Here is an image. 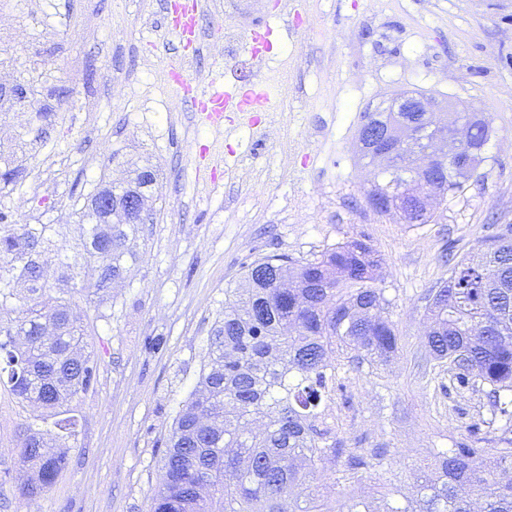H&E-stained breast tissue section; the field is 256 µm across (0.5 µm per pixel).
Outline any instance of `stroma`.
<instances>
[{
    "instance_id": "1",
    "label": "stroma",
    "mask_w": 512,
    "mask_h": 512,
    "mask_svg": "<svg viewBox=\"0 0 512 512\" xmlns=\"http://www.w3.org/2000/svg\"><path fill=\"white\" fill-rule=\"evenodd\" d=\"M276 0H206L200 55L168 34L163 0H0V88L21 84L30 104L0 98V232L48 224L46 298L69 299L97 360L93 389L70 407L81 428L43 498L20 491V449L41 411L0 391V512H148L172 420L209 362L224 291L242 266L285 253L296 260L366 235L383 260L384 293L401 349L346 382L332 412L350 448L380 447L388 468L345 486L308 482L328 500L403 503L434 453L482 442L466 430L483 395L443 393L425 348L427 294L453 262L512 224V0H304L284 20ZM284 27L264 61L280 76L277 114L264 129L199 125L164 73L234 89L257 78L246 34ZM434 93L442 105L488 118L483 162L429 224L379 213L367 192L379 164L357 151L363 113L391 93ZM156 175L153 221L127 242V271L88 299L65 266L84 252L75 202Z\"/></svg>"
}]
</instances>
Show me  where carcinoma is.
Returning a JSON list of instances; mask_svg holds the SVG:
<instances>
[{
    "instance_id": "1",
    "label": "carcinoma",
    "mask_w": 512,
    "mask_h": 512,
    "mask_svg": "<svg viewBox=\"0 0 512 512\" xmlns=\"http://www.w3.org/2000/svg\"><path fill=\"white\" fill-rule=\"evenodd\" d=\"M417 137L402 138L410 120ZM364 120L383 137H358L363 155L393 150L418 156L448 128L427 113L385 108ZM489 126L472 119L455 142L457 169L447 157L412 168V175L383 169L385 181L368 193L402 220L414 221L412 188L441 201L461 187L482 160ZM49 224H24L0 236L5 287L28 293L26 308L4 304L0 290V386L53 419L25 439L21 458L33 474L21 483L28 501L43 497L65 466L63 437L76 434L67 403L87 393L97 363L81 346L85 329L64 300L45 310L41 248ZM129 225L93 224L76 275L92 287L123 271ZM382 258L368 237L338 243L305 262L272 254L244 264V287L224 300L214 328L209 370L174 418L163 454L164 479L150 512H336L327 500L302 494L309 477L328 476L326 464L344 460L354 476L368 467L346 448L329 422L338 372L386 363L399 353V336L385 314ZM426 337L433 360L448 365L456 390L483 393L489 412L468 425L472 436H490L495 448L460 443L439 451L419 476L405 506L386 512H512V224L463 256L448 281L428 294Z\"/></svg>"
}]
</instances>
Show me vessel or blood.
Listing matches in <instances>:
<instances>
[{
  "label": "vessel or blood",
  "instance_id": "obj_1",
  "mask_svg": "<svg viewBox=\"0 0 512 512\" xmlns=\"http://www.w3.org/2000/svg\"><path fill=\"white\" fill-rule=\"evenodd\" d=\"M203 13V0H181L168 21V27L179 44L194 52L201 45L199 21ZM247 40L252 56L260 59L277 48L281 35L279 30L265 23L251 30ZM166 80L195 116L212 129H223L224 116L228 113L237 116L238 120L252 123L274 110L277 80L266 74L248 88L227 91L212 83L200 85L187 80L183 67L174 64L167 68Z\"/></svg>",
  "mask_w": 512,
  "mask_h": 512
}]
</instances>
